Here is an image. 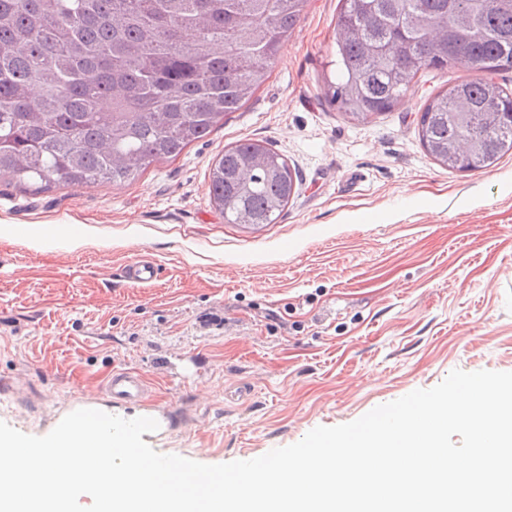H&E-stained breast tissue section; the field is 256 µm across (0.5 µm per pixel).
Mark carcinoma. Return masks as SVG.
Listing matches in <instances>:
<instances>
[{
    "instance_id": "cac0c4a2",
    "label": "carcinoma",
    "mask_w": 512,
    "mask_h": 512,
    "mask_svg": "<svg viewBox=\"0 0 512 512\" xmlns=\"http://www.w3.org/2000/svg\"><path fill=\"white\" fill-rule=\"evenodd\" d=\"M308 0H0V182L120 185L205 139L265 80ZM338 80L326 96L358 122L391 111L426 69L484 73L430 97L427 152L475 172L512 154V0H342ZM298 179L251 139L211 164L213 207L271 224Z\"/></svg>"
}]
</instances>
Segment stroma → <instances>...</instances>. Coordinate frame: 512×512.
I'll list each match as a JSON object with an SVG mask.
<instances>
[{
    "label": "stroma",
    "mask_w": 512,
    "mask_h": 512,
    "mask_svg": "<svg viewBox=\"0 0 512 512\" xmlns=\"http://www.w3.org/2000/svg\"><path fill=\"white\" fill-rule=\"evenodd\" d=\"M341 0H308L250 100L121 186L0 184V421L34 436L138 371L165 410L154 450L250 460L352 422L455 369L512 372V155L448 170L422 146L431 95L468 65L417 74L401 103L352 121L325 96ZM268 142L298 174L275 223H226L209 169ZM161 268L124 280L138 256ZM127 281L134 285H152L159 278V265L150 257L130 261L126 266Z\"/></svg>",
    "instance_id": "1"
}]
</instances>
